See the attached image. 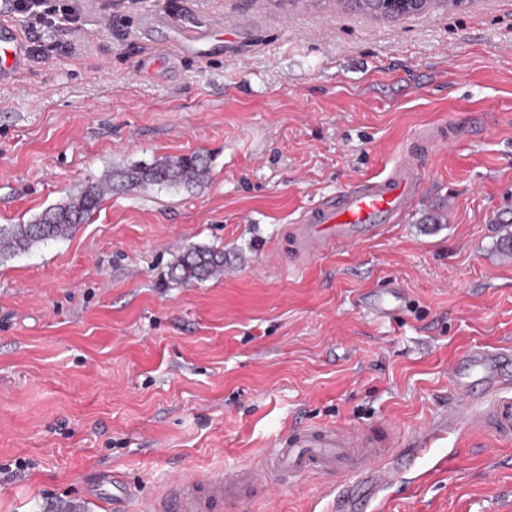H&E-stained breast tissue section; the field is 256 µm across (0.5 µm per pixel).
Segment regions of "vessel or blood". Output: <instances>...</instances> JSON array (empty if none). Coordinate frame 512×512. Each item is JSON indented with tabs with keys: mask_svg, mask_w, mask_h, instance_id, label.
Here are the masks:
<instances>
[{
	"mask_svg": "<svg viewBox=\"0 0 512 512\" xmlns=\"http://www.w3.org/2000/svg\"><path fill=\"white\" fill-rule=\"evenodd\" d=\"M459 136L455 124L443 123L419 134L416 144L428 152L453 144ZM419 184L415 158L406 156L388 175L366 180L333 200L305 210L297 222L298 242L307 251L327 249L381 232L411 207ZM402 301L401 288L394 286L373 294L366 309L376 318L389 320L400 310ZM450 376L452 391L447 404L414 440L418 453H425L446 439L449 428L466 424L480 394L497 393L512 382V348H471L451 366ZM361 445V435L354 429L302 426L272 448L266 465L245 464L227 476L178 477L166 497L146 503L145 508L147 512H222L225 501L235 498L241 489L266 482L269 465L285 464L297 472L323 470L334 466L340 448L359 449L354 466L356 478L367 488L383 492L403 472L404 465L397 459L379 461L376 453L362 451Z\"/></svg>",
	"mask_w": 512,
	"mask_h": 512,
	"instance_id": "1",
	"label": "vessel or blood"
}]
</instances>
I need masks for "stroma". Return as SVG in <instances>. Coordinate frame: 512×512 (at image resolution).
<instances>
[{
    "instance_id": "obj_1",
    "label": "stroma",
    "mask_w": 512,
    "mask_h": 512,
    "mask_svg": "<svg viewBox=\"0 0 512 512\" xmlns=\"http://www.w3.org/2000/svg\"><path fill=\"white\" fill-rule=\"evenodd\" d=\"M49 25L0 0V225L25 224L106 175L200 153L193 188L106 196L69 237L0 261V512H111L110 475L161 495L232 474L301 425L407 452L469 348L512 345V0L377 20L328 0H46ZM153 28H146V21ZM203 54L147 73L177 33ZM419 195L380 236L298 256L299 214L382 177L427 128ZM223 274L171 281L191 246ZM399 281L396 320L361 297ZM496 398L417 459L380 512H512V438ZM351 457L247 491L224 512H333ZM460 135V130L455 124L443 123L419 134L416 144L421 151L429 152L435 148L453 144Z\"/></svg>"
}]
</instances>
